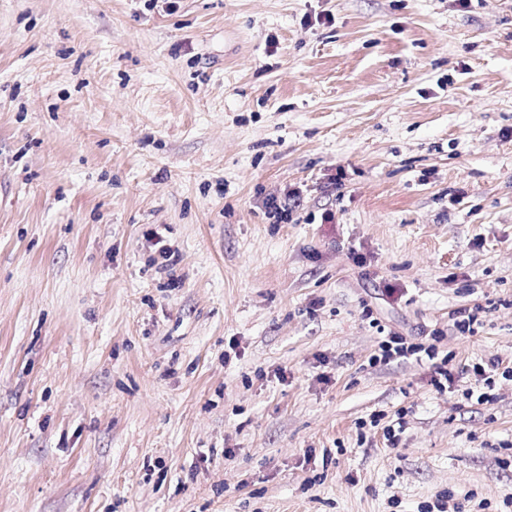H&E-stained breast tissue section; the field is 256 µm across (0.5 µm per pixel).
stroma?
<instances>
[{"label": "stroma", "instance_id": "obj_1", "mask_svg": "<svg viewBox=\"0 0 512 512\" xmlns=\"http://www.w3.org/2000/svg\"><path fill=\"white\" fill-rule=\"evenodd\" d=\"M492 357L512 0H0V512H512ZM481 312H483V309L480 306H476L472 311L468 310V312L467 309L457 311L454 327L463 335L468 333L470 336H473L483 326V320L480 316ZM460 317L462 318L458 319ZM389 335L386 340L380 342V355L373 357L374 363H388L394 359H409L411 357L422 361L421 353H424L429 361H433L437 357L434 344L426 346L424 343H408L406 337L399 333L390 332ZM450 360L448 359V355H445L440 363L432 362L431 363V384L436 388L437 391L443 392L448 388V392H454V374L452 369L448 368ZM500 365L502 362L499 358L494 357L490 358L486 362L475 363L472 366V371L476 376L481 377V381H483V388L488 391L480 392L477 396V401L479 403H491L495 399V395L490 393V391L494 390L495 379L494 376L497 374L496 372L500 369Z\"/></svg>", "mask_w": 512, "mask_h": 512}]
</instances>
